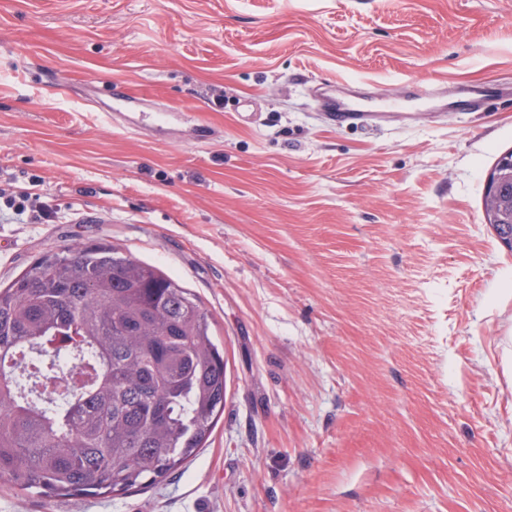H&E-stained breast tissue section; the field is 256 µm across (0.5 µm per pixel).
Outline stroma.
<instances>
[{
  "label": "stroma",
  "mask_w": 512,
  "mask_h": 512,
  "mask_svg": "<svg viewBox=\"0 0 512 512\" xmlns=\"http://www.w3.org/2000/svg\"><path fill=\"white\" fill-rule=\"evenodd\" d=\"M508 84L334 122L318 84ZM67 86L59 94L58 86ZM512 0H0V285L97 239L196 295L224 413L151 488L0 512H512ZM501 157L491 169L498 174V188L496 192L491 193L485 187L482 205L483 212L488 220L491 211L496 213L497 223L494 224L495 230L497 236L502 239V235H508L512 232V170L509 171L507 168L499 167ZM40 180L33 176L29 181V187L3 196L0 191V199L3 198L5 209L0 204L1 224H51L58 220L57 212L47 206H38L36 201L40 199L38 190Z\"/></svg>",
  "instance_id": "35a3bbf8"
}]
</instances>
